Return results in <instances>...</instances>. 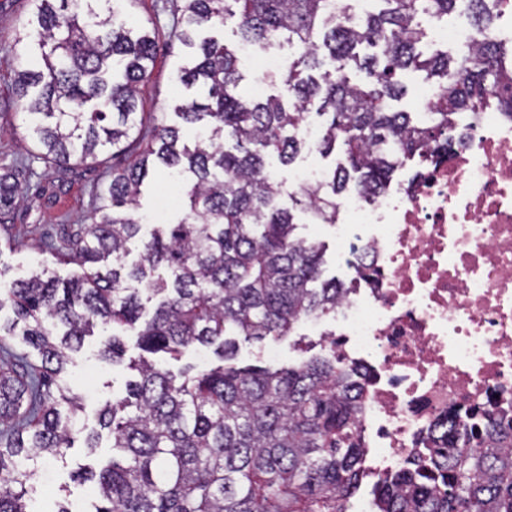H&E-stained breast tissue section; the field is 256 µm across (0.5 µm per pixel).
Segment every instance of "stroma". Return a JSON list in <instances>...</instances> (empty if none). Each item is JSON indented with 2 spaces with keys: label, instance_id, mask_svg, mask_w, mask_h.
<instances>
[{
  "label": "stroma",
  "instance_id": "35a3bbf8",
  "mask_svg": "<svg viewBox=\"0 0 512 512\" xmlns=\"http://www.w3.org/2000/svg\"><path fill=\"white\" fill-rule=\"evenodd\" d=\"M174 5L175 0H136L132 12L136 22L155 28L159 35L153 72L141 89L139 109L166 124L180 125L173 109L186 92L175 82L174 74L187 63L189 52L168 36L175 20ZM30 14V0H0V169L26 167L32 172L23 201L12 211L7 229H0V278L7 281L42 269L63 279L78 273L76 264L56 260L46 251L45 244L50 240L62 243L71 225L88 223L96 195L112 178L111 153L102 154L99 164L93 167L74 166L63 173L52 172L38 159L33 143L23 137L22 109L10 84L16 67L15 31ZM180 127L182 141L193 143V128ZM141 204L143 213L154 224L178 220L183 214L179 191L172 188L165 173L153 175L145 182ZM297 222L302 236L325 243V278L350 282L351 270L336 260L332 229L314 223L302 212L298 213ZM308 333V326L303 325L276 343L240 342L232 364L276 369L322 354L321 345L310 343ZM109 335V330L96 329L69 367L72 388L85 398L79 424L89 430L96 428L97 413L105 402L124 395L130 377L124 367H112L98 360L97 351ZM111 444L110 435L102 434L98 448L92 452L79 436L63 456L39 460L35 465L34 487L28 495L30 512H55L58 502L64 500L71 501L76 512H91L93 485L78 482L74 474L81 467L108 461L112 456Z\"/></svg>",
  "mask_w": 512,
  "mask_h": 512
}]
</instances>
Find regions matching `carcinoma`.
Here are the masks:
<instances>
[{"label":"carcinoma","instance_id":"obj_1","mask_svg":"<svg viewBox=\"0 0 512 512\" xmlns=\"http://www.w3.org/2000/svg\"><path fill=\"white\" fill-rule=\"evenodd\" d=\"M124 2L136 0H32L37 26L22 25L14 39L20 68L11 89L42 159L64 170L110 148L131 161L112 169L92 222L64 245L80 274L0 280V311L11 310L0 317V512H27L28 463L71 446L83 399L67 366L99 325L112 337L98 359L126 363L131 380L98 415L112 461L87 472L101 501L95 512H346L362 458L364 387L353 372L329 353L273 371L224 362L237 338L289 336L302 320L333 312L344 293L323 279V247L297 234L295 210L334 224L336 198L382 189L406 161L447 150L457 113L493 105L512 115V47L422 51L420 17L446 20L462 0H379L384 8L356 21L336 17L332 0H180L171 37L193 49V61L178 81L206 89L174 109L186 125L205 123L190 146L179 128L148 124L138 111L156 32L134 24ZM467 2L481 30L508 6ZM229 18L245 42L283 39L299 49L288 63V100L240 93L235 51L200 37ZM351 65L365 81L349 79ZM410 69L439 89L425 122L391 107L404 92L397 74ZM312 109L328 117L316 150L338 152L344 164L279 207L282 186L266 157L295 162ZM159 170L179 176L187 211L154 225L128 265L142 230V186ZM26 188L24 169L0 174V223ZM130 333L145 353L176 358L213 346L223 364L190 374L144 357L126 362ZM379 501L381 512H512V433L492 430L475 444L468 420H456L443 446L385 482Z\"/></svg>","mask_w":512,"mask_h":512}]
</instances>
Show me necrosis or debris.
<instances>
[{"instance_id": "obj_1", "label": "necrosis or debris", "mask_w": 512, "mask_h": 512, "mask_svg": "<svg viewBox=\"0 0 512 512\" xmlns=\"http://www.w3.org/2000/svg\"><path fill=\"white\" fill-rule=\"evenodd\" d=\"M425 35L462 53L480 40L464 12ZM455 123L463 144L344 198L333 226L353 277L314 333L363 379L357 435L377 486L425 458L456 417L512 421V118Z\"/></svg>"}]
</instances>
